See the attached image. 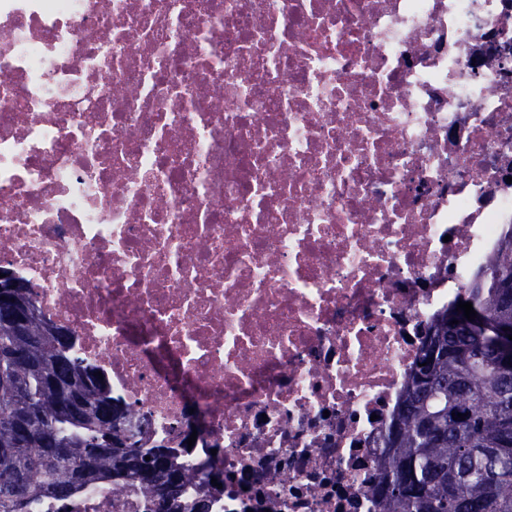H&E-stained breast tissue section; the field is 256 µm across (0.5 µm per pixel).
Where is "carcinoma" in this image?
Instances as JSON below:
<instances>
[{"label": "carcinoma", "mask_w": 512, "mask_h": 512, "mask_svg": "<svg viewBox=\"0 0 512 512\" xmlns=\"http://www.w3.org/2000/svg\"><path fill=\"white\" fill-rule=\"evenodd\" d=\"M463 295L490 325L512 327V227ZM450 311L427 322L382 437L379 512H512V368L500 364L497 337L452 326ZM52 323L39 310L20 330L0 302V512L97 483L143 497L147 512H181L210 474L161 441L147 445L145 417L112 395L74 337L48 334ZM167 484L175 493H161Z\"/></svg>", "instance_id": "obj_1"}]
</instances>
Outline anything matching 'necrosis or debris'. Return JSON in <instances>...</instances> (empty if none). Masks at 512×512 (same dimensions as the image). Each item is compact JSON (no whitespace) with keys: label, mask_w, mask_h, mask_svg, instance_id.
Returning a JSON list of instances; mask_svg holds the SVG:
<instances>
[{"label":"necrosis or debris","mask_w":512,"mask_h":512,"mask_svg":"<svg viewBox=\"0 0 512 512\" xmlns=\"http://www.w3.org/2000/svg\"><path fill=\"white\" fill-rule=\"evenodd\" d=\"M511 225L512 0H0V267L223 470L210 512H378L424 327Z\"/></svg>","instance_id":"4bbe7bcc"}]
</instances>
